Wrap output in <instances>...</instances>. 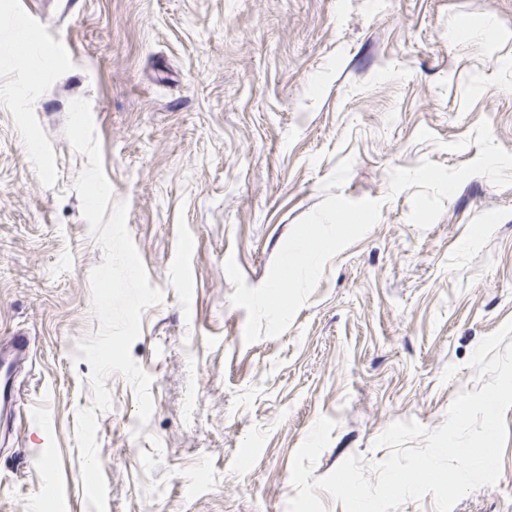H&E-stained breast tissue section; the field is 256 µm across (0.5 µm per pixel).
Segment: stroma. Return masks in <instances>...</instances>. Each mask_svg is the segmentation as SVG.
Here are the masks:
<instances>
[{"label":"stroma","mask_w":512,"mask_h":512,"mask_svg":"<svg viewBox=\"0 0 512 512\" xmlns=\"http://www.w3.org/2000/svg\"><path fill=\"white\" fill-rule=\"evenodd\" d=\"M24 4L64 57L16 62ZM77 98L165 295L130 349L148 424L105 383L107 512H287L320 417L318 477L475 390L474 349L512 320V0H0V339L32 347L0 512H89L76 345L104 252L64 132ZM309 239L325 254L283 275ZM505 421L498 484L452 512H512Z\"/></svg>","instance_id":"1"}]
</instances>
